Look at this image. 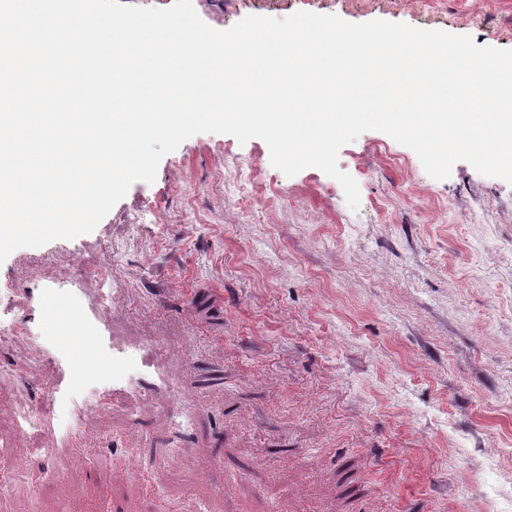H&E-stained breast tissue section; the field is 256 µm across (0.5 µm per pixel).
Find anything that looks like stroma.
Instances as JSON below:
<instances>
[{
    "label": "stroma",
    "instance_id": "obj_1",
    "mask_svg": "<svg viewBox=\"0 0 512 512\" xmlns=\"http://www.w3.org/2000/svg\"><path fill=\"white\" fill-rule=\"evenodd\" d=\"M224 30L298 11L466 34L512 49V0H193ZM360 190L268 145L202 133L88 234L0 264V512H512V185L362 133ZM94 310L126 350L156 340L168 393L98 405L38 456L16 416L54 386L41 291Z\"/></svg>",
    "mask_w": 512,
    "mask_h": 512
}]
</instances>
